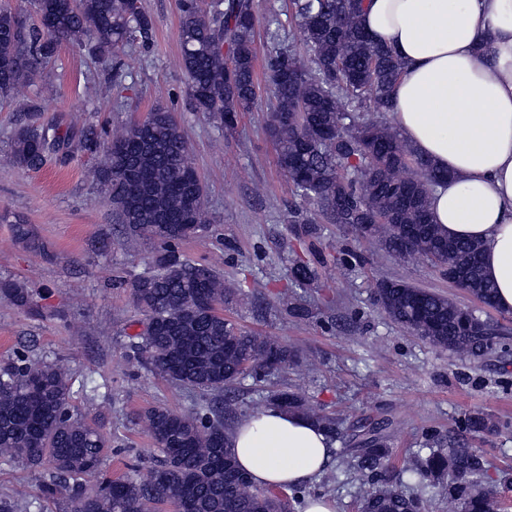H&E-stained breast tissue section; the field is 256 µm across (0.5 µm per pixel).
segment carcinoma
I'll return each mask as SVG.
<instances>
[{"instance_id": "obj_1", "label": "carcinoma", "mask_w": 512, "mask_h": 512, "mask_svg": "<svg viewBox=\"0 0 512 512\" xmlns=\"http://www.w3.org/2000/svg\"><path fill=\"white\" fill-rule=\"evenodd\" d=\"M33 4L36 19L24 25L18 11L0 6L1 101L36 82L43 63L64 43L112 59V76L118 77L124 68L119 52L146 47L153 37V20L139 0ZM290 5L307 58L278 48L269 52L274 105L267 127L279 144L280 166L295 169L297 195L316 205L324 222L350 226L395 256L402 249L401 226H417L405 258L431 262L442 275L464 282L480 303L494 307L482 245L452 240L431 220L429 191L446 175L417 156L393 126L373 117L389 111L402 63L364 34L362 0H290ZM258 23L254 0H180V66L189 95L197 111L228 132L259 98ZM76 143L95 157L90 177L125 233L159 244L148 270L125 282L145 322L153 323V329L132 337L128 358L193 398L182 412L157 405L136 413L134 423L143 427L158 456L146 474L133 465L114 479L102 472L112 438L73 403L74 367L60 356L35 360L16 351L0 363V463L46 469L38 497L63 502L64 512H159L164 506L177 512H297L304 490H293L286 501L271 495L238 469L227 446L238 416L224 412L220 397L288 368L297 350L225 318L224 304L237 300V289L179 252V244L197 229H208L200 198L204 186L183 130L163 107L152 109L144 125L133 123L103 140L44 123L37 112H21L6 161L37 171L51 154L66 161ZM283 221L292 232L318 238L316 222L297 207L288 208ZM14 234L33 250L43 248L26 224H15ZM320 263L318 258L294 262L292 287H321ZM0 295L34 316L42 314L32 291L14 282L1 281ZM376 304L392 322L435 347L463 356L505 348L490 328L485 336L455 335L460 306L445 295L382 278ZM283 306L295 318L322 314L297 293ZM262 406L302 414L332 440L340 434L335 416L292 388L263 397L251 412ZM385 427L371 419L351 427L348 470L369 485L360 512H422L421 500L393 483ZM430 441L408 469L432 487L446 486L460 512H496L497 490L485 481L483 457L466 448H443L438 438Z\"/></svg>"}]
</instances>
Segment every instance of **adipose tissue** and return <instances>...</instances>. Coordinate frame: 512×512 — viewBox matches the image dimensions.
<instances>
[{
    "label": "adipose tissue",
    "instance_id": "ef3b65f1",
    "mask_svg": "<svg viewBox=\"0 0 512 512\" xmlns=\"http://www.w3.org/2000/svg\"><path fill=\"white\" fill-rule=\"evenodd\" d=\"M360 23L404 63L393 126L449 174L430 196L434 224L482 243L496 306L512 312V0H365ZM229 446L255 485L286 491L316 481L335 449L277 408L241 419Z\"/></svg>",
    "mask_w": 512,
    "mask_h": 512
}]
</instances>
